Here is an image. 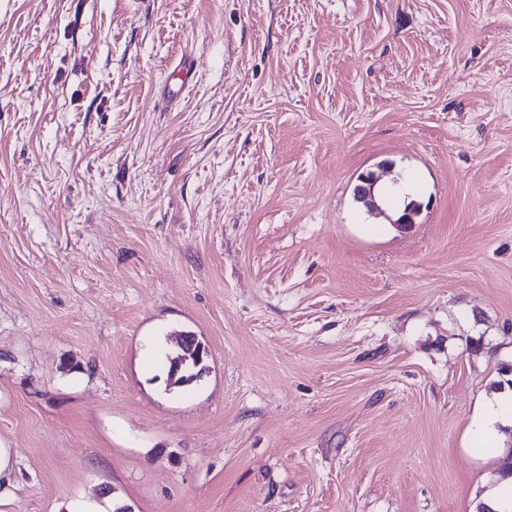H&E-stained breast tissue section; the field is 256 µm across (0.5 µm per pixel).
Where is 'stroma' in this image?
Instances as JSON below:
<instances>
[{"label":"stroma","instance_id":"35a3bbf8","mask_svg":"<svg viewBox=\"0 0 512 512\" xmlns=\"http://www.w3.org/2000/svg\"><path fill=\"white\" fill-rule=\"evenodd\" d=\"M508 366L512 0H0V512H476ZM512 425V393L489 396L478 409L471 424L474 437L494 444L498 438V426Z\"/></svg>","mask_w":512,"mask_h":512}]
</instances>
